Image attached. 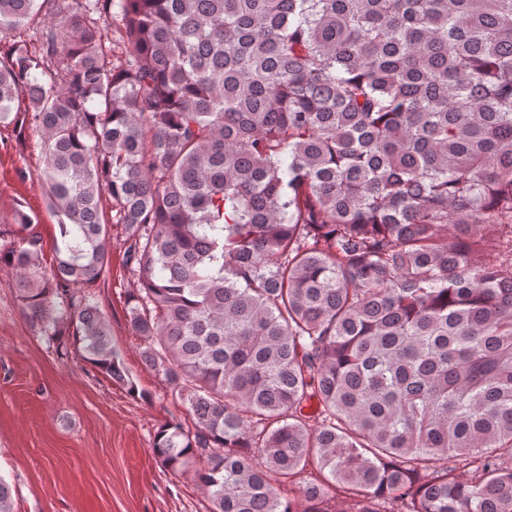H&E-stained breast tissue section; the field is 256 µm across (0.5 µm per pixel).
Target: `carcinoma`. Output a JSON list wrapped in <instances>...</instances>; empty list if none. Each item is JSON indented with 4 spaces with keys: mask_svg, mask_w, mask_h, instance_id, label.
Returning <instances> with one entry per match:
<instances>
[{
    "mask_svg": "<svg viewBox=\"0 0 512 512\" xmlns=\"http://www.w3.org/2000/svg\"><path fill=\"white\" fill-rule=\"evenodd\" d=\"M50 2L0 59L58 217L51 280L33 215L0 244L43 335L135 391L82 292L122 224L194 421L153 453L210 512H512V0Z\"/></svg>",
    "mask_w": 512,
    "mask_h": 512,
    "instance_id": "carcinoma-1",
    "label": "carcinoma"
}]
</instances>
